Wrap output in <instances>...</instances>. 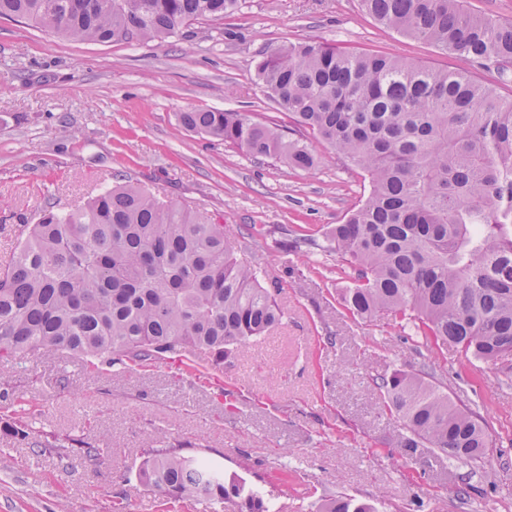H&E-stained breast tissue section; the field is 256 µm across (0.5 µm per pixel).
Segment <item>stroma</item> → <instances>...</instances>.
Wrapping results in <instances>:
<instances>
[{"mask_svg":"<svg viewBox=\"0 0 512 512\" xmlns=\"http://www.w3.org/2000/svg\"><path fill=\"white\" fill-rule=\"evenodd\" d=\"M306 37L465 73L512 102V76L385 28L360 0H245L232 16L149 43L71 41L0 19V268L45 210L131 182L223 224L284 312L206 376L175 358L126 371L42 351L0 363L9 381L0 512H112L116 501L125 512H195L188 502L166 508L140 481L156 441L205 454L227 473L248 461L251 482L287 471L276 512H313L340 496L378 512H512V354L468 360L455 345L400 332L389 313L354 319L335 254L284 248L292 229L321 236L340 223L363 193V172L329 151L315 168L294 170L179 122L181 112L209 109L291 127L257 65ZM429 361L435 385L457 405H476L492 442L482 460L406 447L402 421L383 412L375 378ZM17 413L64 453L11 433ZM87 443L104 458H84Z\"/></svg>","mask_w":512,"mask_h":512,"instance_id":"35a3bbf8","label":"stroma"}]
</instances>
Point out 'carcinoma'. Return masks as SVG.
Returning <instances> with one entry per match:
<instances>
[{"label":"carcinoma","mask_w":512,"mask_h":512,"mask_svg":"<svg viewBox=\"0 0 512 512\" xmlns=\"http://www.w3.org/2000/svg\"><path fill=\"white\" fill-rule=\"evenodd\" d=\"M241 0H0V17L76 41L146 42ZM380 25L512 72V21L461 0H361ZM258 77L288 112L290 134L244 112L188 110L181 125L297 170L323 148L350 159L369 188L327 233L351 271L341 295L353 318L394 315L401 330L457 345L465 358L512 353V102L464 74L314 39L266 55ZM281 311L224 225L116 185L73 210H47L0 271V362L46 350L88 367L147 366L205 353L218 370L233 347L275 326ZM434 369L379 378L386 409L428 448L475 458L487 441L479 415L431 382ZM141 480L172 503L232 502L270 512L265 491L181 447L149 448ZM318 512H376L339 497Z\"/></svg>","instance_id":"cac0c4a2"}]
</instances>
